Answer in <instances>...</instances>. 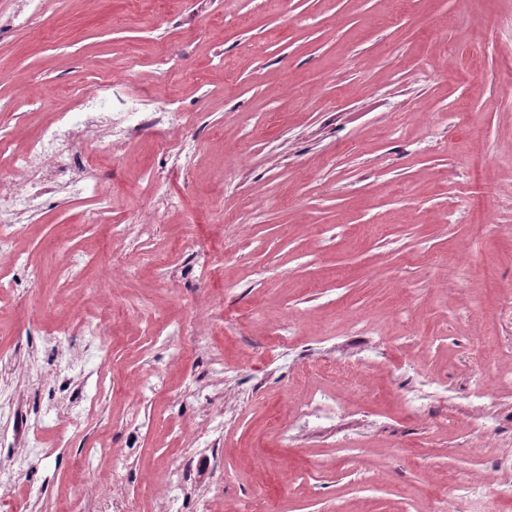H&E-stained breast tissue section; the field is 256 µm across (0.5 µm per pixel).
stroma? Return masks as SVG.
<instances>
[{
  "mask_svg": "<svg viewBox=\"0 0 512 512\" xmlns=\"http://www.w3.org/2000/svg\"><path fill=\"white\" fill-rule=\"evenodd\" d=\"M0 0V174L79 92L182 115L92 139V194L22 224L35 268L0 300V395L28 407L17 505L62 512H469L460 478L512 474V0ZM167 256L156 264L157 256ZM111 321L112 396L49 372L62 322ZM282 324L293 335L277 349ZM192 346L174 361L177 345ZM494 352L482 360L481 348ZM361 365L352 383L327 368ZM163 377L136 425L127 408ZM421 402V412L406 403ZM321 402L296 426L293 413ZM123 484L112 485V452ZM182 489L167 495L171 470Z\"/></svg>",
  "mask_w": 512,
  "mask_h": 512,
  "instance_id": "stroma-1",
  "label": "stroma"
}]
</instances>
